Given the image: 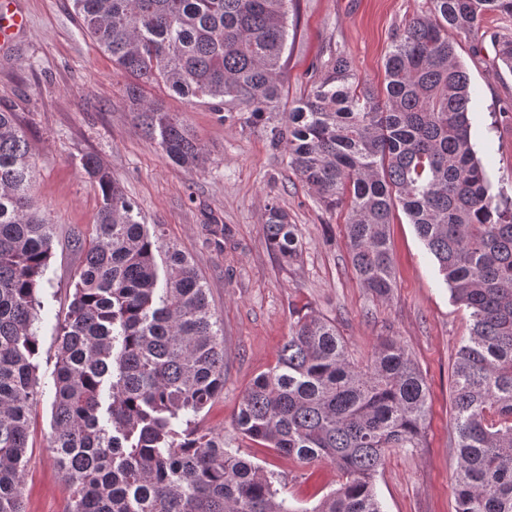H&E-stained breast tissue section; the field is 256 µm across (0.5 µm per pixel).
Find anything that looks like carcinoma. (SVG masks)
Masks as SVG:
<instances>
[{
  "label": "carcinoma",
  "instance_id": "cac0c4a2",
  "mask_svg": "<svg viewBox=\"0 0 512 512\" xmlns=\"http://www.w3.org/2000/svg\"><path fill=\"white\" fill-rule=\"evenodd\" d=\"M291 0H73L85 32L134 82L135 119L171 162L205 163L184 122L142 85L212 100L219 118L262 128L328 210H347L353 270L391 294L389 224L401 208L470 310L451 372L457 512H512V197L470 140L469 78L456 37L512 0H429L400 29L381 92L338 56L273 122L284 98ZM101 192L54 356L50 450L72 489L67 512H383L375 477L389 448H420L429 390L406 349L379 341L351 360L336 324L303 314L277 361L244 392L235 429L303 465L330 463L339 487L298 510L279 474L203 432L224 391V330L196 266L161 225L148 227L94 156ZM34 163L15 113L0 110V512H24L28 434L39 394L35 321L53 225L34 201ZM282 266L303 253L297 225L271 202L262 224Z\"/></svg>",
  "mask_w": 512,
  "mask_h": 512
}]
</instances>
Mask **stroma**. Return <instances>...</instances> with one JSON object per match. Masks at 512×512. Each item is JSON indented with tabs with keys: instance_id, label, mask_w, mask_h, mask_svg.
I'll return each instance as SVG.
<instances>
[{
	"instance_id": "obj_1",
	"label": "stroma",
	"mask_w": 512,
	"mask_h": 512,
	"mask_svg": "<svg viewBox=\"0 0 512 512\" xmlns=\"http://www.w3.org/2000/svg\"><path fill=\"white\" fill-rule=\"evenodd\" d=\"M16 2L29 25L12 48L0 52V109L17 115L36 163L35 200L55 228L48 281L40 293L36 376L42 397L28 441L33 461L25 475V512H67L69 503V485L49 450L53 351L83 261L70 240L92 234L101 201L98 185L81 166L88 154L112 172L145 224L163 225L166 241L192 257L223 325L224 390L202 413L200 428L235 437L245 390L275 364L299 315L334 320L359 362L380 338L391 336L422 372L429 412L423 448L386 452L375 479L378 497L384 512H456L449 375L471 320L453 302L404 213L396 212L389 226L394 288L389 299L379 300L351 267L345 211L320 206L262 130L221 121L203 101L146 87L145 99L162 102L182 118L208 153L204 169L173 165L136 127L134 107L123 95L130 75L85 35L72 0ZM427 7V0H294L289 18L297 30L284 53L283 107L324 77L328 62L339 55L360 78L381 86L395 32ZM511 37L512 15L494 13L476 35L459 37L456 44L470 81L471 143L495 183L512 177V70L496 56L499 41ZM273 200L302 233V258L290 268L280 266L263 236L262 215ZM209 224L228 228L223 246L208 241ZM241 451L286 478L288 498L299 512L339 484L331 465L305 467L247 440Z\"/></svg>"
}]
</instances>
